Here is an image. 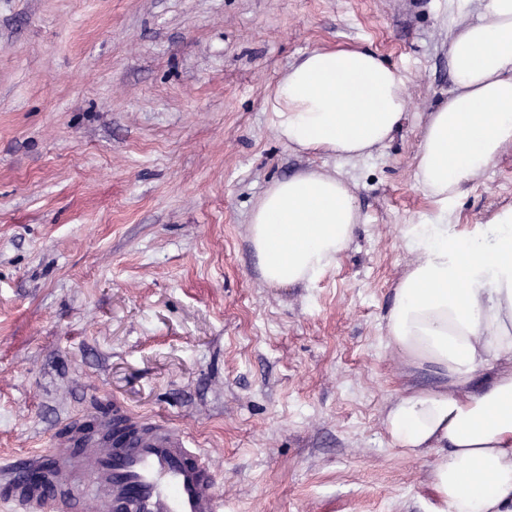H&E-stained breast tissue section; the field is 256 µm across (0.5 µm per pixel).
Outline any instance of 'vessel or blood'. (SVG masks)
Returning <instances> with one entry per match:
<instances>
[{
	"label": "vessel or blood",
	"mask_w": 512,
	"mask_h": 512,
	"mask_svg": "<svg viewBox=\"0 0 512 512\" xmlns=\"http://www.w3.org/2000/svg\"><path fill=\"white\" fill-rule=\"evenodd\" d=\"M15 512H224L219 476L194 440L168 420L116 408L96 432L68 422L53 447L0 461Z\"/></svg>",
	"instance_id": "vessel-or-blood-1"
}]
</instances>
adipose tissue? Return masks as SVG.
<instances>
[{
	"mask_svg": "<svg viewBox=\"0 0 512 512\" xmlns=\"http://www.w3.org/2000/svg\"><path fill=\"white\" fill-rule=\"evenodd\" d=\"M452 88L423 128L414 181L434 206L402 236L414 257L386 315V345L406 374L383 424L399 454L430 462L431 512H512V207L483 224L448 213L464 185L512 145V0H448ZM276 136L341 160L392 140L407 80L371 52L316 49L266 98ZM359 213L348 184L312 170L273 182L250 241L270 284H305L338 264Z\"/></svg>",
	"mask_w": 512,
	"mask_h": 512,
	"instance_id": "ef3b65f1",
	"label": "adipose tissue"
}]
</instances>
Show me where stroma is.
<instances>
[{"label": "stroma", "mask_w": 512, "mask_h": 512, "mask_svg": "<svg viewBox=\"0 0 512 512\" xmlns=\"http://www.w3.org/2000/svg\"><path fill=\"white\" fill-rule=\"evenodd\" d=\"M448 46V0H0V460L117 403L205 449L224 512H427L428 460L382 424L384 336ZM342 47L408 87L401 129L350 161L289 148L265 110ZM309 169L350 185L358 231L313 282L268 285L250 216ZM507 207L512 146L454 215Z\"/></svg>", "instance_id": "obj_1"}]
</instances>
